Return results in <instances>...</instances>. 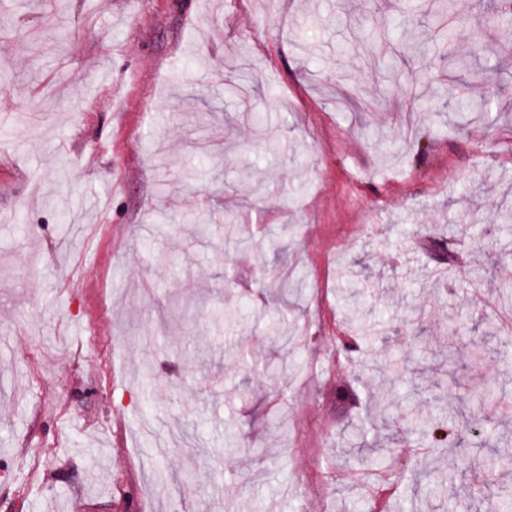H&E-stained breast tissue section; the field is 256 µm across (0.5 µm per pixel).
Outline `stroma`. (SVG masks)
<instances>
[{
	"label": "stroma",
	"mask_w": 512,
	"mask_h": 512,
	"mask_svg": "<svg viewBox=\"0 0 512 512\" xmlns=\"http://www.w3.org/2000/svg\"><path fill=\"white\" fill-rule=\"evenodd\" d=\"M443 20L477 63L400 56ZM506 48L471 0L0 5V512H390L418 463L433 512L512 485L479 440L407 431L428 395L491 386L512 439V365L474 360L512 337ZM264 269L301 297L274 304ZM357 428L384 466L342 455Z\"/></svg>",
	"instance_id": "35a3bbf8"
}]
</instances>
